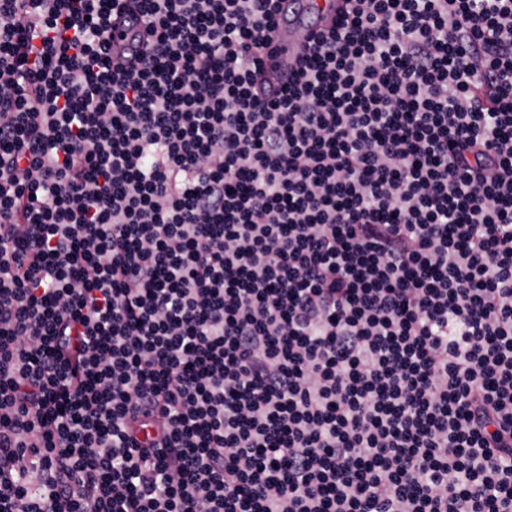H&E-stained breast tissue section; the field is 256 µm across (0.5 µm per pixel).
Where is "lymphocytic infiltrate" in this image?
Here are the masks:
<instances>
[{"label":"lymphocytic infiltrate","instance_id":"f902f5d3","mask_svg":"<svg viewBox=\"0 0 512 512\" xmlns=\"http://www.w3.org/2000/svg\"><path fill=\"white\" fill-rule=\"evenodd\" d=\"M0 0V512H512V0ZM305 13L298 3L293 5L288 17L282 16L272 33L271 47L277 49L276 57L286 68L294 61L302 42L306 30Z\"/></svg>","mask_w":512,"mask_h":512}]
</instances>
